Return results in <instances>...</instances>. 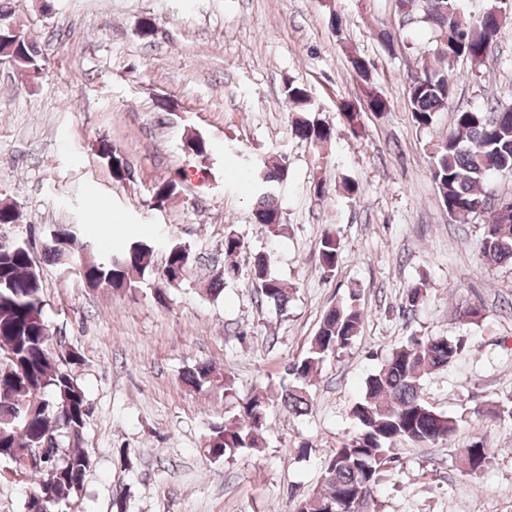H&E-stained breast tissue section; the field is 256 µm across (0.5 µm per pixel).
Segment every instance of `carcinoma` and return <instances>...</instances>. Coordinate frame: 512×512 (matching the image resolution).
<instances>
[{"label": "carcinoma", "instance_id": "cac0c4a2", "mask_svg": "<svg viewBox=\"0 0 512 512\" xmlns=\"http://www.w3.org/2000/svg\"><path fill=\"white\" fill-rule=\"evenodd\" d=\"M465 0H434L426 20L434 32L432 56L422 64L420 73L409 84V102L417 127L427 129L436 114L448 111V100L455 92L451 66L459 58L467 59L471 69L485 65L489 47L512 13L509 0H490L479 13L464 6ZM17 66L27 72H40L36 43L21 37L15 50ZM288 104L297 112H306L310 95L302 84L288 83ZM295 135L315 146L328 142L331 127L319 119L297 117ZM430 174L448 216L456 221L483 218L479 253L494 263L512 264V223L494 221L487 208L495 194L484 187L489 176L512 174V106L490 100L482 106L459 109L453 125L437 136L427 148ZM284 177L283 164L263 160L255 165L252 181L257 196L252 209L255 223L269 237L282 229V212L276 188ZM76 232L69 226L53 230L43 247L54 259L71 260L88 286L121 287L130 284L129 273L145 272L152 267L154 243L128 241L110 255L96 252L93 237L85 235L81 254L73 255ZM245 249L238 234H224V267L212 279L215 288L238 277V255ZM340 239L334 230L322 236L319 247L321 266L336 267ZM192 263L185 246L173 242L167 247L161 283H181ZM272 259L257 253L251 267L258 294L275 310L282 312L289 301V288L271 271ZM364 321V312L353 305L334 306L324 313L319 328L305 354L290 362L288 374L294 383L277 398L290 413L302 414L311 408L309 382L320 365L336 352L351 346ZM51 336L44 317L43 285L26 242H14L0 248V458L15 464L13 474L33 470L40 477L33 492L49 485L53 496L46 501V512H63L62 507L83 486L89 467L87 457L78 450L89 406L74 377L81 358L74 352L65 355L51 350ZM464 344L446 336L415 339L392 350L380 369L370 374L361 398L352 408L358 431L332 449L326 461L323 489L305 496L297 512H355L354 502L370 503L374 488L390 451L400 441L441 443L456 432L458 421L434 410L422 397L425 373L448 367L461 357ZM187 385L201 389L219 381L214 368L200 364L184 375ZM272 399L266 391H254L238 400L234 420L211 427L205 440L207 454L219 460L241 448H258L267 427ZM54 455L29 465L12 458L15 448H41L47 435ZM464 459L471 470L485 467L488 453L480 442L467 446Z\"/></svg>", "mask_w": 512, "mask_h": 512}]
</instances>
